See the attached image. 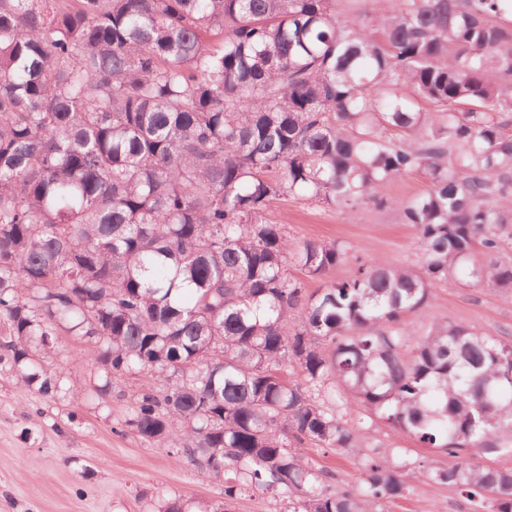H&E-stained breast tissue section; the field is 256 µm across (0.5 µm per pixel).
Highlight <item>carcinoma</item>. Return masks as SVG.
Wrapping results in <instances>:
<instances>
[{
    "label": "carcinoma",
    "mask_w": 512,
    "mask_h": 512,
    "mask_svg": "<svg viewBox=\"0 0 512 512\" xmlns=\"http://www.w3.org/2000/svg\"><path fill=\"white\" fill-rule=\"evenodd\" d=\"M0 0V360L65 390L41 353L92 344L97 390L133 371L124 426L215 476L232 512L274 490L282 512H383L414 471L363 457L332 487L301 445L358 454L379 421L456 459L425 476L471 512H512V338L462 321L417 332L434 289L512 294V0ZM425 188L381 189L408 174ZM351 219L394 205L412 264L344 262L288 239L284 200ZM335 376L349 422L327 404ZM424 189V180L418 175H409L397 183L388 186L384 193L397 200H403Z\"/></svg>",
    "instance_id": "cac0c4a2"
}]
</instances>
